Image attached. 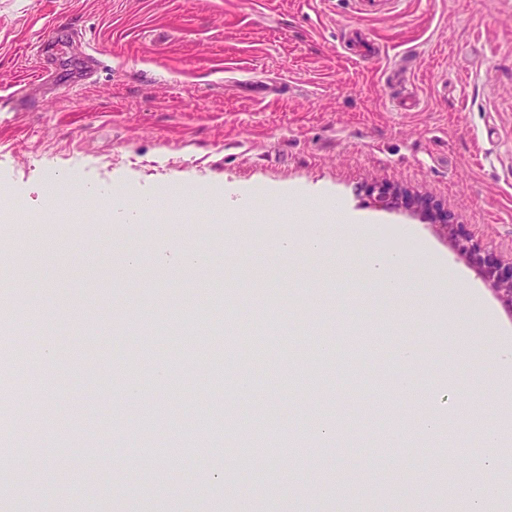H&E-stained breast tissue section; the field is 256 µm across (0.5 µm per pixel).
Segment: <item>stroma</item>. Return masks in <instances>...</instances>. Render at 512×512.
<instances>
[{
    "label": "stroma",
    "mask_w": 512,
    "mask_h": 512,
    "mask_svg": "<svg viewBox=\"0 0 512 512\" xmlns=\"http://www.w3.org/2000/svg\"><path fill=\"white\" fill-rule=\"evenodd\" d=\"M77 29L100 68L86 84L43 87L41 41ZM0 210L32 224L88 192L153 202L182 219L126 242L74 231L64 268L31 284L45 334L36 353L46 423L19 430L13 458L37 512H336V484L378 469L404 492L440 499L458 440L494 424L496 373L471 365L424 303L402 312L329 247L298 263L319 286L297 293L273 273L242 281L233 258L264 260L284 237L328 219L368 225L370 245L442 259L512 343V312L479 259L512 261V0H0ZM417 200L380 207L372 187ZM463 224L459 252L436 224ZM129 276L132 286L113 291ZM412 349L414 365L400 359ZM263 355L265 389L235 374ZM408 390H400L402 380ZM442 416L459 439L430 434ZM272 430L247 480L233 481L227 419ZM400 430L398 446L379 433ZM308 444L317 481L298 479Z\"/></svg>",
    "instance_id": "1"
}]
</instances>
